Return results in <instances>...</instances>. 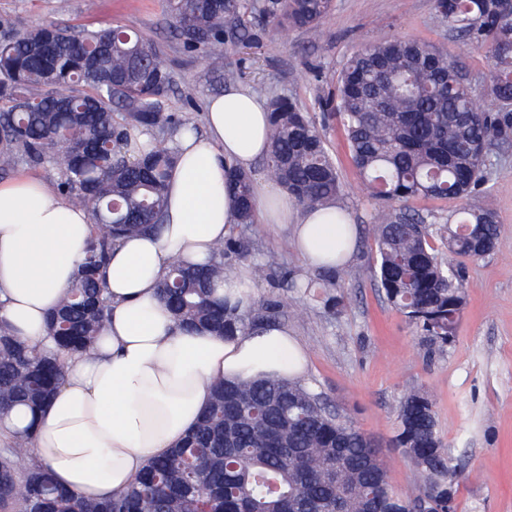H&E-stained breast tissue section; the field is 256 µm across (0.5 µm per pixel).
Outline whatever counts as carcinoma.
I'll list each match as a JSON object with an SVG mask.
<instances>
[{"label":"carcinoma","mask_w":512,"mask_h":512,"mask_svg":"<svg viewBox=\"0 0 512 512\" xmlns=\"http://www.w3.org/2000/svg\"><path fill=\"white\" fill-rule=\"evenodd\" d=\"M333 0H269L282 27L316 30ZM177 39L205 45L238 23L249 0H166ZM435 17L491 63L490 115L448 51L400 38L370 46L344 65L336 92L353 162L378 202L374 274L387 300L430 343L452 342L465 306L462 268L445 264L438 244L476 259L495 246L500 225L488 209L464 203L483 181L491 151L512 139V0H434ZM173 78L156 44L133 27L66 28L41 23L0 36V172L20 164L53 172L57 188L91 214L85 257L74 285L48 315L57 351L47 354L0 320V414L17 405L32 413L54 397L66 376L65 356L93 353L112 317L101 274L124 237L163 227L177 132L197 127L161 112ZM269 176L305 208L337 203L344 185L316 124L292 97L272 104ZM227 186L238 223H256L250 174L234 166ZM456 200L449 218L422 215L416 199ZM438 228L433 229L431 225ZM484 224L482 246L468 226ZM219 242L200 264L172 263L161 302L188 329L230 337L251 321L214 295L224 279ZM340 278L336 271L304 283L310 299ZM396 443L419 480L404 496L390 485L376 445L353 422L328 412L299 381L268 377L219 380L197 425L180 445L147 461L130 487L99 500L59 486L54 473L29 458L34 423L9 435L0 457V509L21 512H413L427 500L435 512H458L462 473L442 437L434 403L406 391L397 411ZM202 459L206 482L193 463Z\"/></svg>","instance_id":"carcinoma-1"}]
</instances>
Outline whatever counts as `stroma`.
<instances>
[{
  "label": "stroma",
  "mask_w": 512,
  "mask_h": 512,
  "mask_svg": "<svg viewBox=\"0 0 512 512\" xmlns=\"http://www.w3.org/2000/svg\"><path fill=\"white\" fill-rule=\"evenodd\" d=\"M264 4L253 0L245 16L249 42H241L238 28L226 29L218 46L224 65L238 71V85L264 101L292 95L313 115L346 188L340 204L359 235L336 290L343 300L337 310L292 288V279L319 273L293 252L292 225L241 228L249 255L228 253L224 263L233 272L268 263L266 276L251 282L254 303L282 304L276 323L288 326L308 352L303 383L374 440L398 492L413 495L417 485L395 446L397 401L414 386L434 397L439 429L463 467L458 512H512V150L492 153L485 182L470 199L473 207L495 211L502 230L490 254L466 261V307L454 342L440 349L386 301L373 275L377 204L351 162L342 128L321 107L335 97L341 68L354 52L403 37L448 50L466 74L476 105L491 109L485 54L451 37L436 21L432 0H335L316 35L268 23ZM69 5L61 16L56 0H0V33L57 18L75 26L132 25L157 44L175 77L163 112L203 126L208 98L222 94L226 84L202 51H185L172 37L164 0H69Z\"/></svg>",
  "instance_id": "1"
}]
</instances>
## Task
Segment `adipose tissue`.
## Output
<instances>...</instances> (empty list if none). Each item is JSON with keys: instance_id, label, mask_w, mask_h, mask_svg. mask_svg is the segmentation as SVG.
Returning <instances> with one entry per match:
<instances>
[{"instance_id": "ef3b65f1", "label": "adipose tissue", "mask_w": 512, "mask_h": 512, "mask_svg": "<svg viewBox=\"0 0 512 512\" xmlns=\"http://www.w3.org/2000/svg\"><path fill=\"white\" fill-rule=\"evenodd\" d=\"M270 110L237 86L208 100L205 129L176 138L161 234L121 240L104 272L112 318L94 357L70 361L66 380L36 418V460L85 498L130 485L146 461L165 455L195 425L218 379L301 378L307 352L287 327L257 324L224 339L183 330L159 302L172 259L198 262L236 234L226 166L265 155ZM266 224L293 227L292 247L314 266L348 261L357 228L322 209L297 211L273 185L256 193ZM91 216L44 181L0 183V319L50 347L46 316L72 285Z\"/></svg>"}]
</instances>
